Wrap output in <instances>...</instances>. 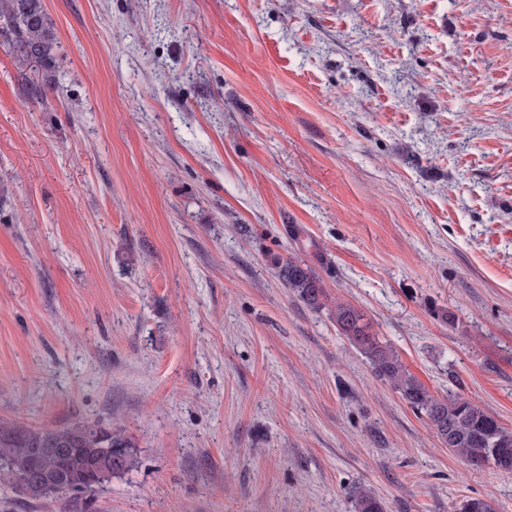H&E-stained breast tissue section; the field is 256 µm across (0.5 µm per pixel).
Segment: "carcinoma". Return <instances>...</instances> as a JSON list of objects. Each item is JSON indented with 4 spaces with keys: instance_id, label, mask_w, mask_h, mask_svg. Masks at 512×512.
<instances>
[{
    "instance_id": "obj_1",
    "label": "carcinoma",
    "mask_w": 512,
    "mask_h": 512,
    "mask_svg": "<svg viewBox=\"0 0 512 512\" xmlns=\"http://www.w3.org/2000/svg\"><path fill=\"white\" fill-rule=\"evenodd\" d=\"M0 37L7 39L20 61L48 72L55 66L58 39L45 0H0ZM277 269L280 280L306 306H325L323 281L311 267L290 258L277 261ZM334 319L340 334L370 361L375 376L424 415L448 448L472 466H493L512 475V430L468 399L432 395L399 355L379 341L370 321L354 306L336 303ZM136 464L130 442L109 426L80 422L53 428L0 422V480L18 489L25 478H34L23 496L30 501L53 497L62 504V512H81L78 495L95 492L112 475ZM355 512H384V506L361 490Z\"/></svg>"
}]
</instances>
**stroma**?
Instances as JSON below:
<instances>
[{
    "mask_svg": "<svg viewBox=\"0 0 512 512\" xmlns=\"http://www.w3.org/2000/svg\"><path fill=\"white\" fill-rule=\"evenodd\" d=\"M45 4L50 88L0 40V420L131 442L90 512H512L333 317L512 430V0ZM278 277L289 290L313 310L323 308L327 300L321 277L305 263L288 258L277 261Z\"/></svg>",
    "mask_w": 512,
    "mask_h": 512,
    "instance_id": "stroma-1",
    "label": "stroma"
}]
</instances>
